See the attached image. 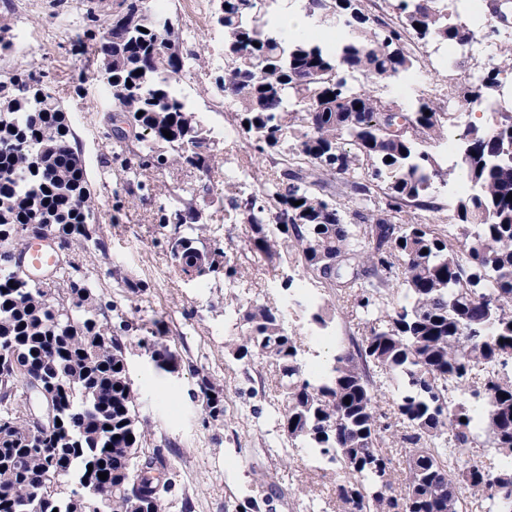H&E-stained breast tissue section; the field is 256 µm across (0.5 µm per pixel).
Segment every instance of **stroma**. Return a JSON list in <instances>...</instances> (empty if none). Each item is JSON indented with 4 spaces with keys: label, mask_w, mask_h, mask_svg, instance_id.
Masks as SVG:
<instances>
[{
    "label": "stroma",
    "mask_w": 512,
    "mask_h": 512,
    "mask_svg": "<svg viewBox=\"0 0 512 512\" xmlns=\"http://www.w3.org/2000/svg\"><path fill=\"white\" fill-rule=\"evenodd\" d=\"M120 0H0V18L8 28L1 33L17 49L0 57V68H34L64 103L96 200L94 225L105 242L104 250H77L72 257L89 279L94 294L108 305L107 319L118 324L133 320L138 329L128 337L129 378L138 394V410L150 423L144 450L172 443L171 463L176 486L168 512H336L331 479L314 472L304 449L289 446L276 428L278 410L265 382L271 369L263 360L249 364L234 360L225 343L239 322L241 304L252 295L277 302L284 295L283 275L294 277L298 287L319 289L332 298L314 274L297 264H286L274 273H258L254 280H227L223 274L207 280L187 278L172 259L167 239L170 228L160 227L157 212L163 198L134 208L124 191L126 174L112 158L105 138V118L114 107L103 95L104 80L98 61L88 60L77 40H100L112 23ZM164 11L187 30L195 42L205 44L210 59L180 81V90L208 124L220 130L216 144L223 165L213 181L246 180L256 192V179H244L240 163L251 154L248 140L235 130L234 105L214 89L224 63V33L211 14L209 0H165ZM408 50L418 60L425 81L414 85V99L437 102L439 90L458 94L460 76L439 64L437 46L417 38ZM156 184L194 188L204 210L203 223L193 230L195 247L240 246L248 225L228 219L222 201L200 193L196 174L175 168L151 174ZM146 292L137 306H130L127 292L112 278L113 269ZM166 326L165 340L177 357L178 370L168 373L138 345L139 330H150L155 321ZM209 372L224 386V425L205 423L194 370ZM306 487L307 496L296 493Z\"/></svg>",
    "instance_id": "1"
}]
</instances>
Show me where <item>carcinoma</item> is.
I'll use <instances>...</instances> for the list:
<instances>
[{"label":"carcinoma","instance_id":"carcinoma-1","mask_svg":"<svg viewBox=\"0 0 512 512\" xmlns=\"http://www.w3.org/2000/svg\"><path fill=\"white\" fill-rule=\"evenodd\" d=\"M211 2L224 29L215 89L235 102L255 154L285 163L258 193L223 182L218 199L252 232L240 250L203 252L180 234L203 221L196 194L150 187L143 177L176 167L208 179L218 167L211 129L175 89L205 54L188 48V33L147 0H121L95 52L116 104L105 137L135 159L131 170L141 176L126 193L134 201L168 197L159 223L174 225L168 246L185 274L239 280L262 260L273 268L292 261L350 301L363 332L336 344L317 372L276 302L247 304L226 343L236 360L259 358L272 368L279 426L291 446L342 475L336 512H467L469 497L487 502L485 512H512V161L499 152L512 138V115L494 130L468 125L459 161L445 170L424 146H448V113L428 102L393 105L375 90L416 73L411 36L456 46L489 38L483 0H468V24L452 19L445 0H396L400 22L379 26L359 0H304L307 14L343 30L337 41L284 36L279 0ZM508 73L512 41L497 45L494 65L468 86V101L496 105ZM355 74L366 82L352 84ZM388 109L413 132H391ZM74 141L62 101L40 75L0 70V365L15 389L0 392V512H32L33 499L40 512H130L135 486L143 512H166L174 472L163 449L142 452L149 425L137 411L127 343L78 264L69 260L46 279L20 266L39 234L67 252L90 241L104 248ZM344 175L368 179L354 183L362 207L350 216L325 194L328 181ZM449 175L472 187L455 201L456 223L403 215L409 202L439 210L424 198ZM112 278L132 303L146 291L118 269ZM296 306L316 333L328 329L329 309ZM141 346L158 368L176 372L168 345L144 337ZM196 375L205 420H223L221 384ZM32 382L60 425L35 431L25 398ZM394 448L403 450L398 471ZM55 472L59 480L45 478Z\"/></svg>","mask_w":512,"mask_h":512}]
</instances>
